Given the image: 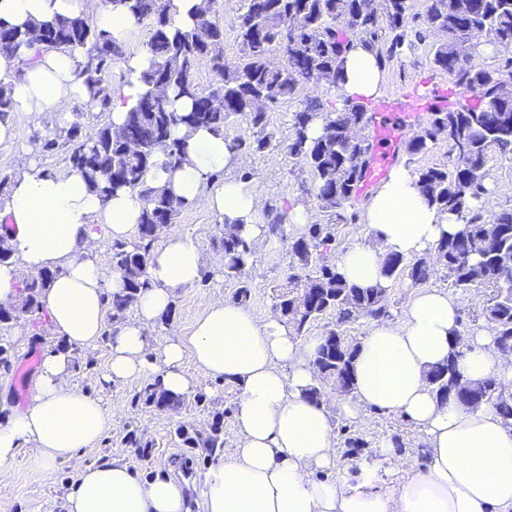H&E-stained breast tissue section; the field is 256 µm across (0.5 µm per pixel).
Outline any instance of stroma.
Returning a JSON list of instances; mask_svg holds the SVG:
<instances>
[{
    "mask_svg": "<svg viewBox=\"0 0 512 512\" xmlns=\"http://www.w3.org/2000/svg\"><path fill=\"white\" fill-rule=\"evenodd\" d=\"M437 35H429L427 41L404 44L383 65L384 86L393 92L424 78L437 83L448 80L446 72L432 63L431 43ZM294 106L288 102L275 104L269 112L270 128L278 142L277 147L261 155L247 156L243 166L232 169L235 178L249 176L257 182L263 201L277 200L288 209H302L314 213L316 221H324L319 204L314 197L303 195L301 184L310 182L308 169L289 161L282 144L290 133V119ZM10 122L15 129L13 142L0 144V174L18 178L16 167L18 150L26 149L42 169L63 174L70 172L66 150L41 154L33 144L34 137L57 135L67 121L58 113H43L39 121H32L23 112L12 113ZM174 232L198 241L205 250L203 281L190 288H178L173 292L168 314L160 316L152 328L157 342L168 338L190 335L195 323L203 316L207 304L214 299H232L238 284L225 278L222 254L215 241L224 225L216 212L196 205L183 208L175 219ZM255 270L247 274L250 296L247 305L256 318L263 319L274 312V290L286 283L290 273L291 255L287 244L263 241L253 248ZM109 336H102L96 343L76 348L74 351L71 382L90 397L115 411L108 427L91 447L77 451L73 460L46 471L32 460L29 450H21L15 461L0 473V512H65L64 497L68 487L77 477L80 468L97 465L112 459H120L129 465L141 479L149 480L167 473L186 482L188 474L203 475L217 455H231L236 447L234 413L237 389L220 379L207 377L192 357H185L184 369L197 382V392L206 396L205 403L187 405L180 412L137 403L136 396L147 385L144 377H134L121 383L105 381L104 374L109 359ZM0 343L10 345L16 363L28 358H42L47 347L56 346L49 327L47 313L33 316L19 314L9 323H0ZM223 411L224 446L215 452L208 448L182 447L175 434L177 425L183 424L201 432L210 428L216 411ZM351 431L364 439L366 446L359 457L347 456L343 437H336V462L340 470L354 473L358 459H368L375 453L381 441L400 436L402 448L397 449L399 468H407L423 442V435L401 418L375 412L365 420L352 423ZM136 433L146 451L126 445L129 433Z\"/></svg>",
    "mask_w": 512,
    "mask_h": 512,
    "instance_id": "1",
    "label": "stroma"
}]
</instances>
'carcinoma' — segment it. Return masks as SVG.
Instances as JSON below:
<instances>
[{
    "mask_svg": "<svg viewBox=\"0 0 512 512\" xmlns=\"http://www.w3.org/2000/svg\"><path fill=\"white\" fill-rule=\"evenodd\" d=\"M120 2L151 27L148 50L153 68L143 72L141 80L152 84L154 68L166 67L169 89L175 97L191 101L192 107L180 111L166 96L154 112L140 107L129 112L126 124L140 129L146 145L142 151L125 147L122 131H114L110 125L101 128L91 144L79 119H73L64 130L71 167L82 174L91 192L106 201L124 186L140 188L150 196L151 207L141 217L137 239L112 242V271L124 280L122 291L105 295L112 320L123 321L139 295L151 287L147 267L156 239L152 232L156 212L168 210L174 218L186 206L163 187L144 186V173L157 164V152L163 153L164 166L171 168L180 165L186 156L185 143L179 139L169 137L159 149L150 146L155 129L163 127L170 132L179 126L203 127L224 135L225 146L234 155L261 154L271 148L274 138L268 129L270 107L291 101L308 120L291 124L287 155L310 171L312 188L304 192L315 191L327 222L309 224L301 236L294 238L287 232V208L276 202L266 206L267 238L288 242L292 256V273L288 285L275 294V310L297 337L306 335L311 324L322 316H332L334 328L321 338L312 364L321 379L340 384L343 394H350L355 346L346 343L338 350L332 336L343 334L344 327L362 318L373 322L393 320L395 303L389 288H361L348 282L336 267V226L357 219L351 206L362 159L352 135L353 130L363 128V105L345 100L340 108L329 107L319 96L304 90L318 78L341 80L342 58L357 42L381 62L392 57L405 41L410 0H241L233 22L240 51L235 61L224 56V25L212 15L211 5L201 9L192 27L175 29L171 22L172 0ZM468 15L484 30L483 44L499 58L494 71L475 57H455L458 45L467 39L464 19ZM415 19L422 24L414 34L418 41L426 38L427 31L438 29L444 33V39L433 48V64L448 73L454 86L477 94L475 105L435 110L443 126L413 137L407 147L411 155L425 153L441 136L448 137L447 161L419 172L428 203L462 224L460 231L439 243L436 262L452 288L484 293L482 306L462 314L460 326L482 320L490 326L497 346L512 351V204L490 207L491 160L512 166V0H425L424 12ZM10 32L13 39L5 45L7 50L45 43L85 49L81 76L89 102L103 112L110 109L112 94L106 75L112 59L123 54V47L112 42L106 31L82 17H60L50 23L12 27ZM100 37L109 41L105 57L94 54ZM279 49L290 57L307 55L312 70L295 72L286 59L271 64V54ZM204 59L217 77V86L210 93H222V110L198 109V98L205 91L197 86L193 74ZM13 112L8 84L0 80V121L9 120ZM238 116L247 128L230 137L228 126ZM316 120L324 122V134L311 138L308 126ZM114 164L124 166L127 172L126 181L120 185L107 179ZM216 247L224 254V277L238 283L235 299L246 302L249 289L243 274L253 257V243L226 225ZM382 271L392 282L407 280L418 287L430 281L434 268L421 258L408 259L390 252L384 255ZM51 278L49 273L21 278L20 310H40L43 290ZM429 381L444 401L452 396L463 405L490 402L504 421L512 420V387L495 377L461 382L450 360L432 368ZM138 400L177 412L185 406L186 397H172L153 383L139 392ZM223 419L224 414L215 413L204 434L183 424L175 432L185 448H222Z\"/></svg>",
    "mask_w": 512,
    "mask_h": 512,
    "instance_id": "1",
    "label": "carcinoma"
}]
</instances>
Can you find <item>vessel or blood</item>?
<instances>
[{
    "instance_id": "vessel-or-blood-1",
    "label": "vessel or blood",
    "mask_w": 512,
    "mask_h": 512,
    "mask_svg": "<svg viewBox=\"0 0 512 512\" xmlns=\"http://www.w3.org/2000/svg\"><path fill=\"white\" fill-rule=\"evenodd\" d=\"M475 97L476 93L472 90L448 91L432 82L421 81L365 103L371 150L356 186L357 197L370 196L388 178L399 160L407 133L419 128L429 112L437 107H447L452 98L470 103Z\"/></svg>"
}]
</instances>
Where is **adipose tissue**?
<instances>
[{"mask_svg":"<svg viewBox=\"0 0 512 512\" xmlns=\"http://www.w3.org/2000/svg\"><path fill=\"white\" fill-rule=\"evenodd\" d=\"M82 15L125 45L139 22L116 0H0V22ZM79 47L21 46L0 50V78L18 111L32 118L64 112L73 99H86ZM149 53L130 57L124 84L112 95L110 121L120 127L147 93L140 75ZM383 93L381 66L374 53L356 46L344 60L339 99H374ZM188 159L175 168L153 166L144 174L152 187H165L177 199L217 211L242 236L264 239L257 184L229 178L219 185L207 174L238 166L223 136L201 128L185 133ZM20 177L0 200V216L12 229L0 240L12 253L0 265V304L18 297V268L53 271L41 304L61 347L47 350L29 406L0 425V468L23 446L34 462L50 470L93 445L111 418L101 402L70 384L73 349L99 340L105 330V293L121 290V274H106L94 258L96 223L113 239L131 240L147 205L137 189H119L101 200L75 171L51 173L36 166L26 151L17 154ZM362 221L378 246L356 244L336 259L340 273L362 287L384 284L386 253L432 256L439 241L458 231L453 216L439 213L420 190L419 177L404 166L392 169L365 204ZM200 243L168 232L147 272L151 286L140 297L133 319L112 334L105 373L116 383L142 375L159 380L165 392L182 396L196 382L183 367L185 355L209 377L234 384L237 448L218 457L201 489L204 512H512V423L495 407H475L437 398L428 370L451 357L462 301L437 288L419 292L403 323H376L359 343L353 359L354 389L339 402L341 413L361 420L378 411L392 414L423 432L425 446L402 477L389 473L395 461L391 442L357 465L355 475L336 465V448L325 407L311 400L316 342L293 336L281 318L257 319L236 301L213 300L189 338L153 345L150 330L169 308L174 289L201 277ZM468 349L456 359L462 379L496 376L512 381V355L502 354L490 332L466 338ZM66 512H189L182 485L169 475L143 480L122 461L83 468L65 495Z\"/></svg>","mask_w":512,"mask_h":512,"instance_id":"adipose-tissue-1","label":"adipose tissue"}]
</instances>
